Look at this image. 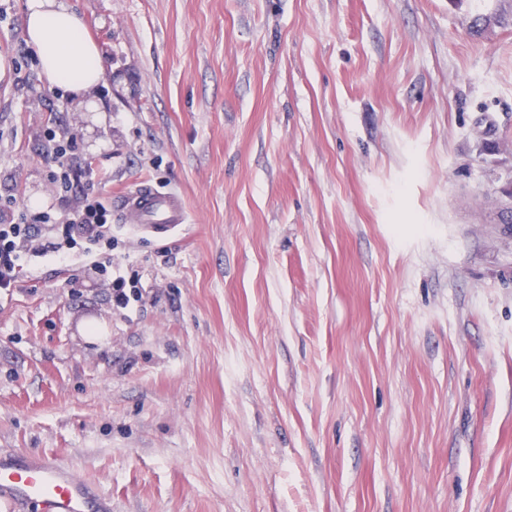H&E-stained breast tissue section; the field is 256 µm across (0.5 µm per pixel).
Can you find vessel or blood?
<instances>
[{"instance_id": "b4317fda", "label": "vessel or blood", "mask_w": 512, "mask_h": 512, "mask_svg": "<svg viewBox=\"0 0 512 512\" xmlns=\"http://www.w3.org/2000/svg\"><path fill=\"white\" fill-rule=\"evenodd\" d=\"M118 208L142 228L157 233L189 220L182 199L153 184L124 195ZM0 501L14 506L32 503L38 512H112L110 501L56 458L23 453L0 457Z\"/></svg>"}]
</instances>
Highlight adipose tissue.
<instances>
[{
    "label": "adipose tissue",
    "instance_id": "1",
    "mask_svg": "<svg viewBox=\"0 0 512 512\" xmlns=\"http://www.w3.org/2000/svg\"><path fill=\"white\" fill-rule=\"evenodd\" d=\"M23 34L50 86L80 100L97 86L102 56L68 0H27Z\"/></svg>",
    "mask_w": 512,
    "mask_h": 512
}]
</instances>
